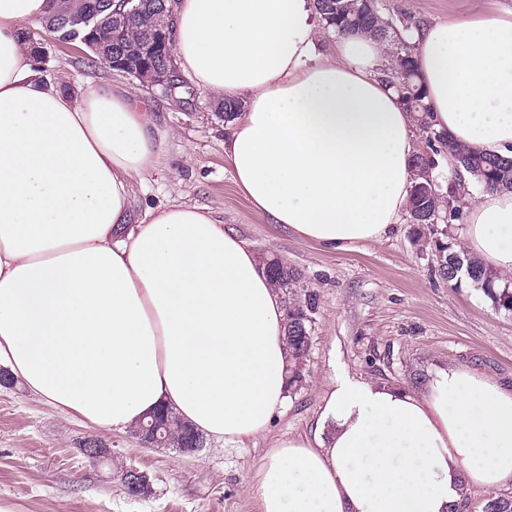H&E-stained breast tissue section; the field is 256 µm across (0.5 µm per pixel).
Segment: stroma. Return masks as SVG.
<instances>
[{"instance_id": "1", "label": "stroma", "mask_w": 512, "mask_h": 512, "mask_svg": "<svg viewBox=\"0 0 512 512\" xmlns=\"http://www.w3.org/2000/svg\"><path fill=\"white\" fill-rule=\"evenodd\" d=\"M375 3L399 30L512 7V0ZM28 31L45 48L39 74L46 83L72 91L101 84L118 92L137 88L149 101L168 132V168L136 184L139 209L173 199L207 207L259 256H276L298 271L303 293L316 295L317 308L301 383L266 432L242 446L207 438L190 454L157 448L133 430L107 431L62 414L23 385L1 387L0 512H260L249 486L264 454L277 440L315 426L339 374L417 390L436 368L459 364L512 384V311L469 281L442 280L426 225L403 216L383 241L330 251L269 223L231 178L221 96L188 78L170 96L107 65L86 68L82 45L57 43L40 23ZM91 438L111 448L110 460L83 454ZM125 468L147 475L148 496L125 492Z\"/></svg>"}]
</instances>
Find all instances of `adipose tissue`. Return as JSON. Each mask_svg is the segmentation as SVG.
Listing matches in <instances>:
<instances>
[{
	"label": "adipose tissue",
	"mask_w": 512,
	"mask_h": 512,
	"mask_svg": "<svg viewBox=\"0 0 512 512\" xmlns=\"http://www.w3.org/2000/svg\"><path fill=\"white\" fill-rule=\"evenodd\" d=\"M51 0H0V365L36 398L124 431L160 406L228 445L288 400L281 293L249 243L177 201L133 219L167 133L136 92L73 96L36 80L27 27ZM173 54L195 84L249 94L224 154L272 224L339 250L388 235L410 200L416 123L380 41L321 45L313 0H175ZM434 126L512 156V10L421 27ZM466 241L512 274V191L469 207ZM512 485V386L467 366L423 390L345 374L313 431L270 448L260 512H458L465 488Z\"/></svg>",
	"instance_id": "1"
}]
</instances>
